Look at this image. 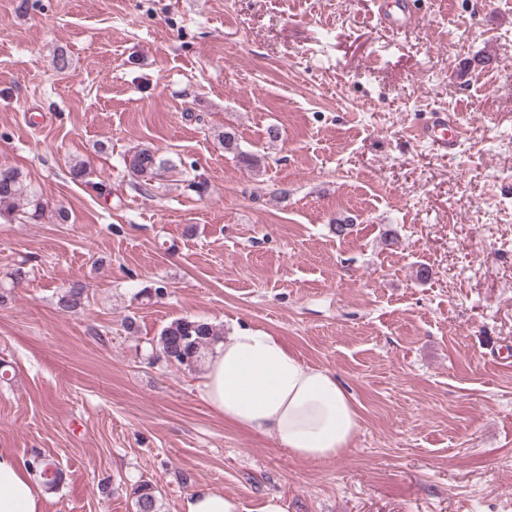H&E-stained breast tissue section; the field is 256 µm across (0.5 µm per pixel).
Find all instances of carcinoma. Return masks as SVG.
<instances>
[{
    "label": "carcinoma",
    "mask_w": 512,
    "mask_h": 512,
    "mask_svg": "<svg viewBox=\"0 0 512 512\" xmlns=\"http://www.w3.org/2000/svg\"><path fill=\"white\" fill-rule=\"evenodd\" d=\"M224 149L234 151L240 160L250 167L260 165L261 158L240 150L238 137L233 130L221 135ZM123 162L128 171L137 179L135 187L148 185L163 162L149 148H141L124 156ZM207 180L200 174H186L184 191L189 195L202 196L207 192ZM44 203L34 195L26 194L20 171L4 162L0 163V216L10 217L18 211L27 214V219L38 221L43 217ZM88 299L85 285L74 283L63 291L56 306L64 312H76L84 307ZM215 325L198 318L180 317L165 325L156 336L153 347L157 357L176 367L195 369L205 359L206 354L218 341ZM28 467L38 481L48 490L59 488L64 482L65 473L53 458L37 455L28 462ZM160 491L152 482H142L131 490L134 512H158Z\"/></svg>",
    "instance_id": "1"
}]
</instances>
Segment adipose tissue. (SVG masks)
<instances>
[{
  "mask_svg": "<svg viewBox=\"0 0 512 512\" xmlns=\"http://www.w3.org/2000/svg\"><path fill=\"white\" fill-rule=\"evenodd\" d=\"M203 397L226 420L273 436L298 461L341 457L360 428L335 372L308 364L261 328L235 327L212 349ZM47 498L14 457L0 453V512H42Z\"/></svg>",
  "mask_w": 512,
  "mask_h": 512,
  "instance_id": "obj_1",
  "label": "adipose tissue"
}]
</instances>
